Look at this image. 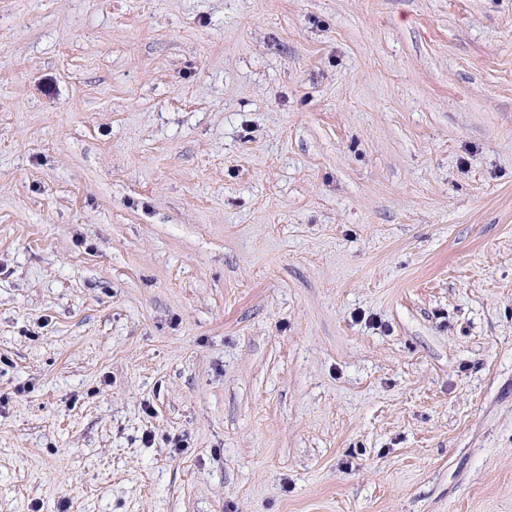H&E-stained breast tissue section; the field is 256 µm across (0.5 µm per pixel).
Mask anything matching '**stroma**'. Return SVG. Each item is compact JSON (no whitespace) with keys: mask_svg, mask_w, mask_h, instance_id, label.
<instances>
[{"mask_svg":"<svg viewBox=\"0 0 512 512\" xmlns=\"http://www.w3.org/2000/svg\"><path fill=\"white\" fill-rule=\"evenodd\" d=\"M0 512H512V0H0Z\"/></svg>","mask_w":512,"mask_h":512,"instance_id":"obj_1","label":"stroma"}]
</instances>
